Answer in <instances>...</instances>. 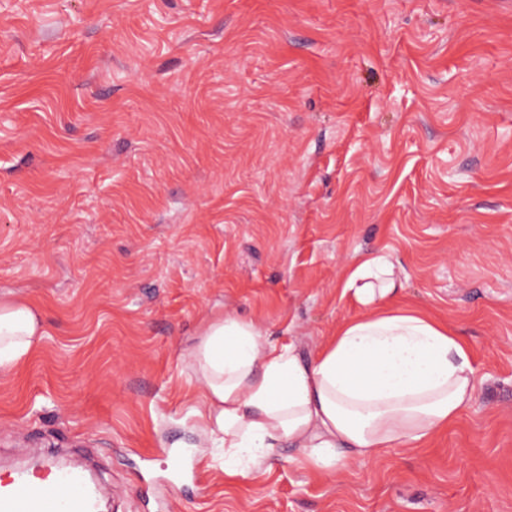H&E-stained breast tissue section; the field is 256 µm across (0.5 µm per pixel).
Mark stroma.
<instances>
[{
  "label": "stroma",
  "mask_w": 512,
  "mask_h": 512,
  "mask_svg": "<svg viewBox=\"0 0 512 512\" xmlns=\"http://www.w3.org/2000/svg\"><path fill=\"white\" fill-rule=\"evenodd\" d=\"M378 249L465 337L471 406L418 450L225 475L198 329L311 356ZM0 293L46 330L0 379L1 479L87 453L108 512H512V0H0Z\"/></svg>",
  "instance_id": "obj_1"
}]
</instances>
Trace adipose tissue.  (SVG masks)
<instances>
[{
	"instance_id": "1",
	"label": "adipose tissue",
	"mask_w": 512,
	"mask_h": 512,
	"mask_svg": "<svg viewBox=\"0 0 512 512\" xmlns=\"http://www.w3.org/2000/svg\"><path fill=\"white\" fill-rule=\"evenodd\" d=\"M339 286L360 315L341 323L317 355L264 339L252 320H210L186 354L201 387L198 427L240 475L281 448L309 450L318 468L340 456L371 460L414 449L447 430L476 395L465 341L401 304L399 264L379 252L354 261ZM45 335L36 305L0 297V373Z\"/></svg>"
}]
</instances>
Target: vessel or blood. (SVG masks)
Returning a JSON list of instances; mask_svg holds the SVG:
<instances>
[{"instance_id":"b4317fda","label":"vessel or blood","mask_w":512,"mask_h":512,"mask_svg":"<svg viewBox=\"0 0 512 512\" xmlns=\"http://www.w3.org/2000/svg\"><path fill=\"white\" fill-rule=\"evenodd\" d=\"M57 485L64 488L61 496H49L28 490L26 471L0 484V512H98L104 491L96 482L76 470L57 473Z\"/></svg>"}]
</instances>
